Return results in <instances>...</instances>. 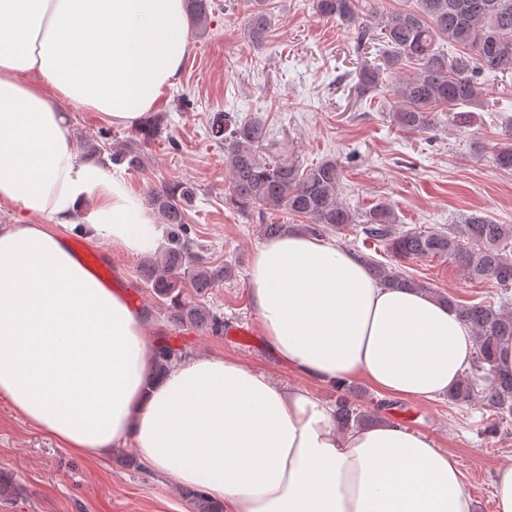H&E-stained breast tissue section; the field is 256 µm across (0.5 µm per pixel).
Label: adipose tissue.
Returning <instances> with one entry per match:
<instances>
[{
    "instance_id": "ef3b65f1",
    "label": "adipose tissue",
    "mask_w": 512,
    "mask_h": 512,
    "mask_svg": "<svg viewBox=\"0 0 512 512\" xmlns=\"http://www.w3.org/2000/svg\"><path fill=\"white\" fill-rule=\"evenodd\" d=\"M184 0H0V399L77 455L133 445L223 512H476L454 456L396 420L337 430L304 390L220 356L164 373L145 318L76 260L75 234L151 256L140 197L79 158L63 103L141 126L188 50ZM248 292L269 349L325 384L447 394L476 352L457 311L379 283L351 250L304 233L267 240Z\"/></svg>"
}]
</instances>
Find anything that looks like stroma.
Segmentation results:
<instances>
[{
	"mask_svg": "<svg viewBox=\"0 0 512 512\" xmlns=\"http://www.w3.org/2000/svg\"><path fill=\"white\" fill-rule=\"evenodd\" d=\"M268 8L267 45L259 48L247 34L246 0H213L206 31L191 30L179 79L151 113L158 126L151 140L139 142L136 129L110 124L84 108L70 104L66 110L75 142L96 146L99 157L139 143L144 164L123 176L141 198L163 183H189L196 189L186 212L191 236L207 261L231 269L230 277L201 303L254 335L252 341L237 343L200 332L183 337L180 349L236 361L331 404L335 386L292 370L268 348L248 294V266L264 242L263 225L298 228L304 220L283 212H243L229 203L224 143L211 134L213 117L228 112L265 122L270 136L260 154L266 160L304 167L336 160L346 203L362 212L389 201L398 229H438L472 213L512 224V172L496 168L490 151L504 136L505 118H512V75L483 79L488 110L474 127L406 133L390 125L383 108L359 109L348 86H337L351 69L344 54L349 35L342 26L313 17L307 0H269ZM109 257L125 297L143 299L150 345L168 341L175 328L144 282L142 257L118 250ZM406 270L435 292L463 303L496 307L503 301L494 279L471 283L439 258L412 262ZM356 387L362 408L386 402L384 416L452 452L478 512H494L493 474L498 466L512 464V424L490 437L483 433L488 413L480 404L457 406L444 396L422 402L386 399L365 382ZM0 475L15 488L9 500H0V512H191L182 488L171 486L135 448L75 456L2 401Z\"/></svg>",
	"mask_w": 512,
	"mask_h": 512,
	"instance_id": "1",
	"label": "stroma"
}]
</instances>
